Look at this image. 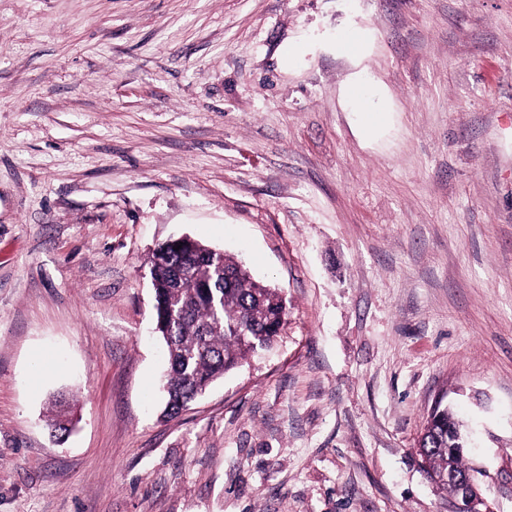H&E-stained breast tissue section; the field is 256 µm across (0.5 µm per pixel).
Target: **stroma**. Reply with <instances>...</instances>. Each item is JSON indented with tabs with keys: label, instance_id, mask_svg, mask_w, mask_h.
I'll return each instance as SVG.
<instances>
[{
	"label": "stroma",
	"instance_id": "35a3bbf8",
	"mask_svg": "<svg viewBox=\"0 0 512 512\" xmlns=\"http://www.w3.org/2000/svg\"><path fill=\"white\" fill-rule=\"evenodd\" d=\"M182 235L288 317L165 418ZM438 403L512 512V0H0V512H448Z\"/></svg>",
	"mask_w": 512,
	"mask_h": 512
}]
</instances>
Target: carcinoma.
I'll list each match as a JSON object with an SVG mask.
<instances>
[{
    "label": "carcinoma",
    "mask_w": 512,
    "mask_h": 512,
    "mask_svg": "<svg viewBox=\"0 0 512 512\" xmlns=\"http://www.w3.org/2000/svg\"><path fill=\"white\" fill-rule=\"evenodd\" d=\"M155 330L168 348L165 415L173 417L250 352L271 344L288 315L277 288L253 279L243 264L195 240L163 242L152 253ZM460 424L436 408L424 422L420 456L425 472L439 476L470 468Z\"/></svg>",
    "instance_id": "1"
}]
</instances>
